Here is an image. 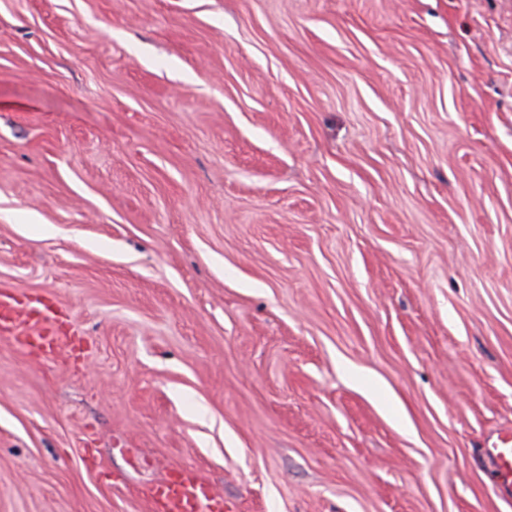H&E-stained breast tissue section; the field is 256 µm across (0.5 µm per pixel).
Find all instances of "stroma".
<instances>
[{
    "mask_svg": "<svg viewBox=\"0 0 512 512\" xmlns=\"http://www.w3.org/2000/svg\"><path fill=\"white\" fill-rule=\"evenodd\" d=\"M2 293L0 512H512V0H0ZM28 327L30 336H17L25 345L66 356L71 350L72 336H54V330L43 317H35L15 303L0 300V330L14 332ZM487 459L498 493L512 495V448H488ZM151 512H224V498L193 473L177 474L147 488Z\"/></svg>",
    "mask_w": 512,
    "mask_h": 512,
    "instance_id": "stroma-1",
    "label": "stroma"
}]
</instances>
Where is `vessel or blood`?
I'll use <instances>...</instances> for the list:
<instances>
[{"instance_id": "obj_1", "label": "vessel or blood", "mask_w": 512, "mask_h": 512, "mask_svg": "<svg viewBox=\"0 0 512 512\" xmlns=\"http://www.w3.org/2000/svg\"><path fill=\"white\" fill-rule=\"evenodd\" d=\"M22 328L30 334L23 342L30 347L68 354L73 339L55 335L45 318L37 317L15 303L0 300V330ZM490 470L499 494L512 495V448L493 447L487 451ZM146 498L150 512H224V499L207 481L191 473L178 474L148 487Z\"/></svg>"}]
</instances>
